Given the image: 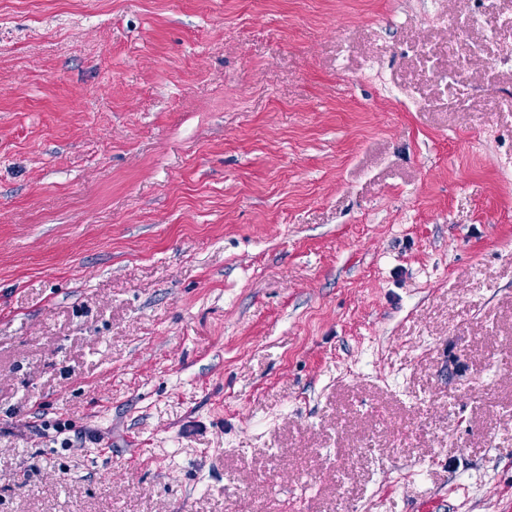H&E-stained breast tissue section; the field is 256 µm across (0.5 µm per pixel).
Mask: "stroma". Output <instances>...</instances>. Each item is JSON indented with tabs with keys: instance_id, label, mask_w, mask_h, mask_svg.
Here are the masks:
<instances>
[{
	"instance_id": "35a3bbf8",
	"label": "stroma",
	"mask_w": 512,
	"mask_h": 512,
	"mask_svg": "<svg viewBox=\"0 0 512 512\" xmlns=\"http://www.w3.org/2000/svg\"><path fill=\"white\" fill-rule=\"evenodd\" d=\"M438 6L0 0V512H512V0Z\"/></svg>"
}]
</instances>
